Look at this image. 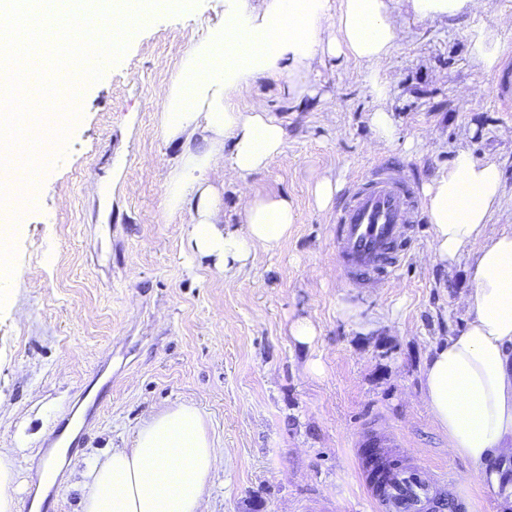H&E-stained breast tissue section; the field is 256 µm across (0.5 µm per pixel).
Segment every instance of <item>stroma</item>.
Here are the masks:
<instances>
[{"mask_svg": "<svg viewBox=\"0 0 512 512\" xmlns=\"http://www.w3.org/2000/svg\"><path fill=\"white\" fill-rule=\"evenodd\" d=\"M392 7L402 33L381 68L385 99L371 92L370 66L353 59L319 67L297 104L284 77L240 96L241 111L263 103L288 129L284 154L250 189L288 194L298 221L279 252L235 270L233 286L185 252L188 212L165 211L180 147L163 135L157 97L188 46L223 19L224 0L157 10L100 81L81 85V116L19 220L0 307V453L17 471V501L33 487L32 458L51 447L52 425L101 374L112 384L86 424V458L130 441L148 410L194 402L223 459L208 512H374L355 446L369 430L444 476L437 512H512V498L450 450L421 391L426 357L469 318L468 259L432 263L423 213L395 278L351 281L333 214L313 202L323 172L340 180L341 203L376 164L421 185L466 149L503 172L488 234L512 227V112L498 102L499 72L474 62L468 39L485 25L512 60V28L498 24L512 0H483L477 16L450 20L415 19L406 0ZM379 108L399 138L375 149L369 114ZM348 305L360 322L345 317ZM299 318L320 331L312 345L290 334ZM316 358L318 375L307 368Z\"/></svg>", "mask_w": 512, "mask_h": 512, "instance_id": "obj_1", "label": "stroma"}]
</instances>
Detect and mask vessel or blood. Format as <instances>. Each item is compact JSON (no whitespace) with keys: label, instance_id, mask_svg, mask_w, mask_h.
<instances>
[{"label":"vessel or blood","instance_id":"1","mask_svg":"<svg viewBox=\"0 0 512 512\" xmlns=\"http://www.w3.org/2000/svg\"><path fill=\"white\" fill-rule=\"evenodd\" d=\"M419 209L418 187L389 168L378 165L360 177L336 212V245L347 275L389 278ZM362 479L377 512H432L441 484L425 466L387 455L366 463Z\"/></svg>","mask_w":512,"mask_h":512}]
</instances>
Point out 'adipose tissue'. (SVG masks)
I'll use <instances>...</instances> for the list:
<instances>
[{"label": "adipose tissue", "instance_id": "adipose-tissue-1", "mask_svg": "<svg viewBox=\"0 0 512 512\" xmlns=\"http://www.w3.org/2000/svg\"><path fill=\"white\" fill-rule=\"evenodd\" d=\"M401 34L390 0H225L224 20L186 51L161 88L167 140L182 152L172 168L166 209H188L186 249L229 271L257 251L281 249L298 213L282 193L257 194L247 179L284 152L288 131L262 104L237 95L259 79L287 77L291 97L326 61L354 58L372 68L371 91L384 99L381 66ZM242 182V225L224 227V176ZM503 175L498 162L458 150L424 188L431 256L448 266L469 259V319L426 359L423 396L454 454L482 481L499 486L490 464L512 453V231L488 235ZM69 428L38 465L50 490L60 473L76 478L80 512H204L207 481L220 458L206 415L182 401L150 412L129 445L88 461L69 455Z\"/></svg>", "mask_w": 512, "mask_h": 512}]
</instances>
